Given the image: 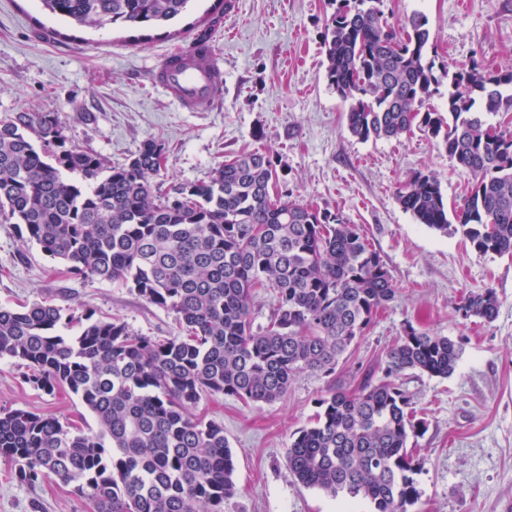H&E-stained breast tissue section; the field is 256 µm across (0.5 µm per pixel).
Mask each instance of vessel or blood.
Here are the masks:
<instances>
[{
  "instance_id": "obj_1",
  "label": "vessel or blood",
  "mask_w": 512,
  "mask_h": 512,
  "mask_svg": "<svg viewBox=\"0 0 512 512\" xmlns=\"http://www.w3.org/2000/svg\"><path fill=\"white\" fill-rule=\"evenodd\" d=\"M149 79L186 112L212 111L224 92V62L196 44L162 56Z\"/></svg>"
}]
</instances>
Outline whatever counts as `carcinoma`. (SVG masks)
Masks as SVG:
<instances>
[{
  "label": "carcinoma",
  "mask_w": 512,
  "mask_h": 512,
  "mask_svg": "<svg viewBox=\"0 0 512 512\" xmlns=\"http://www.w3.org/2000/svg\"><path fill=\"white\" fill-rule=\"evenodd\" d=\"M191 0H42L80 26L164 25ZM381 0H339L324 38L326 79L348 103L352 137L399 139L418 127L472 176L453 207L433 174L398 189L402 209L440 232L456 230L482 254L512 253V127L490 133L488 116L512 112V68L472 63L436 75L434 41L421 13L399 32ZM448 80L445 109L429 108ZM58 112L0 116V223L72 276L130 288L176 314L180 334L154 338L118 318L77 316L32 302L0 306V359L28 369L25 382L66 389L92 414L85 433L52 415L0 411V458L21 484L56 478L91 512H224L235 491L224 427L194 415L202 396L244 402L284 398L304 372H336L377 311L399 289L355 225L286 194L271 195L270 154L239 153L208 179L163 191L164 145L150 138L111 166L65 134ZM80 173L92 183L67 177ZM272 291L267 325L252 316L256 289ZM499 301L483 288L457 305L493 321ZM457 344L409 324L386 354L383 378L357 394L331 387L287 449L307 488L363 499L374 512H412L421 466L407 449L419 424L401 375L448 377Z\"/></svg>",
  "instance_id": "carcinoma-1"
}]
</instances>
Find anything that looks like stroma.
<instances>
[{
  "instance_id": "35a3bbf8",
  "label": "stroma",
  "mask_w": 512,
  "mask_h": 512,
  "mask_svg": "<svg viewBox=\"0 0 512 512\" xmlns=\"http://www.w3.org/2000/svg\"><path fill=\"white\" fill-rule=\"evenodd\" d=\"M232 2L222 14L217 0H194L159 28L94 30L53 17L40 0H0V114L63 113L69 139L115 165L155 139L166 151V186L207 178L240 152L267 151L277 191L339 212L391 274L397 298L378 311L335 374H299L273 404L201 399L198 414L223 426L234 455L236 493L224 512H371L368 502L335 500L297 482L287 449L329 386L356 393L367 377H381L387 351L409 324L460 349L448 377H401L409 410L424 423L408 441L422 466L419 512H512V256L479 253L458 233L418 223L396 199L399 185L422 171L439 178L454 204L471 176L420 130L397 141L350 135L347 106L325 78L323 39L334 0ZM382 9L399 28L413 14L426 15L437 69L512 67V0H383ZM214 15L221 18L211 43L224 61V95L213 111H180L144 74L164 54L189 46ZM481 288L498 297L490 323L456 310L464 293ZM45 300L78 315L120 318L144 336L179 332L174 313L133 290L66 274L17 225L0 224V305ZM23 373L0 360V410L52 414L94 430L75 396L44 394ZM0 512H90V505L54 478L18 483L0 460Z\"/></svg>"
}]
</instances>
